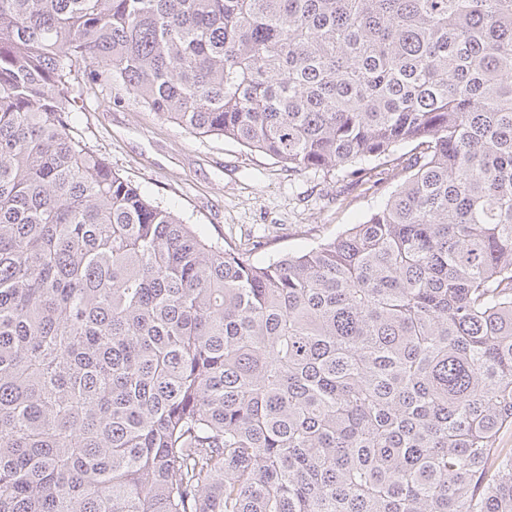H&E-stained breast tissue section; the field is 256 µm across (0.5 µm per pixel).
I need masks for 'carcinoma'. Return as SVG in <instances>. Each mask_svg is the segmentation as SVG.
<instances>
[{
  "label": "carcinoma",
  "instance_id": "1",
  "mask_svg": "<svg viewBox=\"0 0 512 512\" xmlns=\"http://www.w3.org/2000/svg\"><path fill=\"white\" fill-rule=\"evenodd\" d=\"M78 73L395 187L255 262L83 146ZM509 428L512 0H0V512H512Z\"/></svg>",
  "mask_w": 512,
  "mask_h": 512
}]
</instances>
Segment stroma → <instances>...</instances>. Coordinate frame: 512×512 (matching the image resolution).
I'll list each match as a JSON object with an SVG mask.
<instances>
[{
	"instance_id": "stroma-1",
	"label": "stroma",
	"mask_w": 512,
	"mask_h": 512,
	"mask_svg": "<svg viewBox=\"0 0 512 512\" xmlns=\"http://www.w3.org/2000/svg\"><path fill=\"white\" fill-rule=\"evenodd\" d=\"M72 124L86 146L151 200L209 240L261 261L334 238L387 198L348 188L340 174L296 173L275 158L217 136L191 133L131 95L88 81Z\"/></svg>"
}]
</instances>
